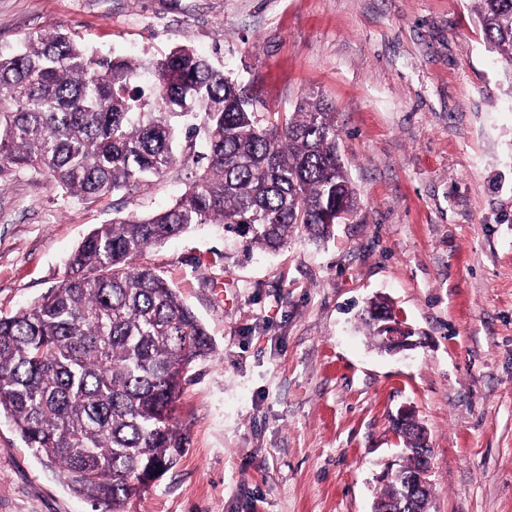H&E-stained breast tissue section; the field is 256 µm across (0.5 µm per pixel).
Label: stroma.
Listing matches in <instances>:
<instances>
[{
	"label": "stroma",
	"instance_id": "obj_1",
	"mask_svg": "<svg viewBox=\"0 0 512 512\" xmlns=\"http://www.w3.org/2000/svg\"><path fill=\"white\" fill-rule=\"evenodd\" d=\"M56 30L146 63L187 45L258 101L336 110L359 197L327 245L245 254L204 224L147 250L205 324L175 424L184 455L128 512H371L414 410L430 512H512V67L473 0H0V50ZM190 161L149 188L87 199L21 172L0 186V315L31 305L112 218L171 205ZM387 297L422 346L381 351ZM0 512H93L0 421Z\"/></svg>",
	"mask_w": 512,
	"mask_h": 512
}]
</instances>
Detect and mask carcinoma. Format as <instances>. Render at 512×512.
I'll return each mask as SVG.
<instances>
[{
  "label": "carcinoma",
  "mask_w": 512,
  "mask_h": 512,
  "mask_svg": "<svg viewBox=\"0 0 512 512\" xmlns=\"http://www.w3.org/2000/svg\"><path fill=\"white\" fill-rule=\"evenodd\" d=\"M475 2L489 50L511 66L512 0ZM145 66L57 31L0 51V185L30 172L85 198L130 193L180 161L181 133L205 137L195 180L174 204L96 227L57 285L0 315V418L70 491L112 512L181 457L187 439L174 419L187 369L214 351L164 275L133 261L199 224L222 225L248 253L277 251L296 233L324 244L358 209L323 97L262 120L239 84L189 46ZM366 314L380 336L395 311L375 298ZM394 426L403 450L380 500L423 512L427 431L414 416Z\"/></svg>",
  "instance_id": "carcinoma-1"
}]
</instances>
